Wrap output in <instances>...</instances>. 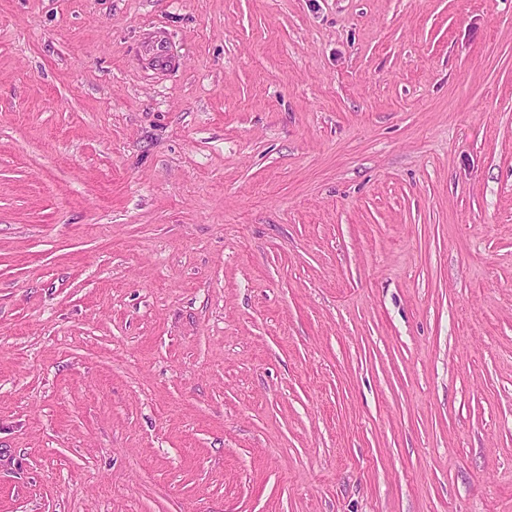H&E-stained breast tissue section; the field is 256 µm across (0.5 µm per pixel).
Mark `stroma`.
<instances>
[{"label": "stroma", "mask_w": 512, "mask_h": 512, "mask_svg": "<svg viewBox=\"0 0 512 512\" xmlns=\"http://www.w3.org/2000/svg\"><path fill=\"white\" fill-rule=\"evenodd\" d=\"M0 512H512V0H0Z\"/></svg>", "instance_id": "1"}]
</instances>
